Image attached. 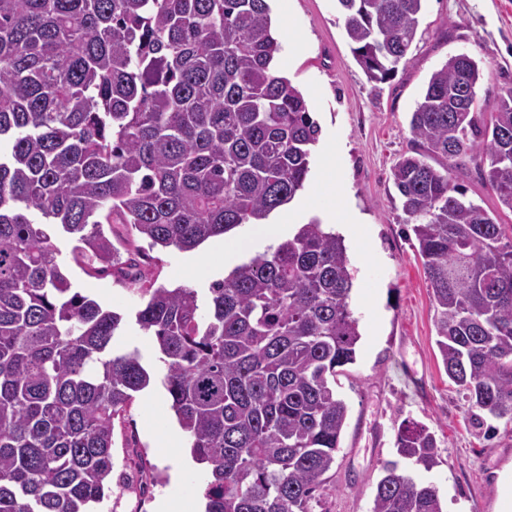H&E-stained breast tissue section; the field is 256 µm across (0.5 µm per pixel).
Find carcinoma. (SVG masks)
Masks as SVG:
<instances>
[{"label":"carcinoma","mask_w":512,"mask_h":512,"mask_svg":"<svg viewBox=\"0 0 512 512\" xmlns=\"http://www.w3.org/2000/svg\"><path fill=\"white\" fill-rule=\"evenodd\" d=\"M369 80L409 62L425 0H336ZM267 0H0V512H92L112 480L115 419L151 374L116 354L123 317L73 290L76 260L144 299L162 384L205 466V512H313L347 418L336 377L361 340L342 237L313 219L208 288H168L103 232L190 251L264 224L305 188L321 126L271 63ZM482 70L451 55L412 113L391 171L432 290L448 377L486 418L512 422V225L464 199L454 171L512 212V89L478 108ZM40 214L42 221L31 219ZM418 425L397 435L372 512H443L402 464H438ZM480 160L468 161L466 166L454 173V182L466 191L465 199L480 205L487 211H497L498 201L492 190L481 179L477 165Z\"/></svg>","instance_id":"1"}]
</instances>
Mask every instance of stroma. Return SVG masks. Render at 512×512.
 Returning <instances> with one entry per match:
<instances>
[{
    "instance_id": "1",
    "label": "stroma",
    "mask_w": 512,
    "mask_h": 512,
    "mask_svg": "<svg viewBox=\"0 0 512 512\" xmlns=\"http://www.w3.org/2000/svg\"><path fill=\"white\" fill-rule=\"evenodd\" d=\"M271 16L277 33L297 38L293 49L280 52V71L302 90L321 126L305 189L315 191L325 152L335 148L343 193L322 203L357 212L363 235L345 242L354 282L350 308L362 339L336 388L348 417L315 512H371L381 463L395 458L405 420L435 435L438 465L413 475L438 488L444 512H497L501 476L512 467V422L494 421L489 430L470 423L467 399L449 380L436 346L431 288L390 174L411 148V115L428 80L449 55L465 52L478 61V106L496 111L512 88V0H425L409 63L383 83L368 81L357 63L336 0H273ZM251 237L247 224L226 233V240L250 244L226 255L213 253L209 241L187 252L150 250L144 268L159 283L196 289L204 299L212 282L268 253ZM51 242L73 288L122 315L115 350L138 354L153 375L115 423L112 461L126 478L99 512H155L164 497L180 500L183 512H203L206 473L192 460L184 432L166 435L176 418L153 338L135 319L139 293L113 277L86 274L68 235L53 233ZM374 301L382 310L375 328L366 318Z\"/></svg>"
}]
</instances>
